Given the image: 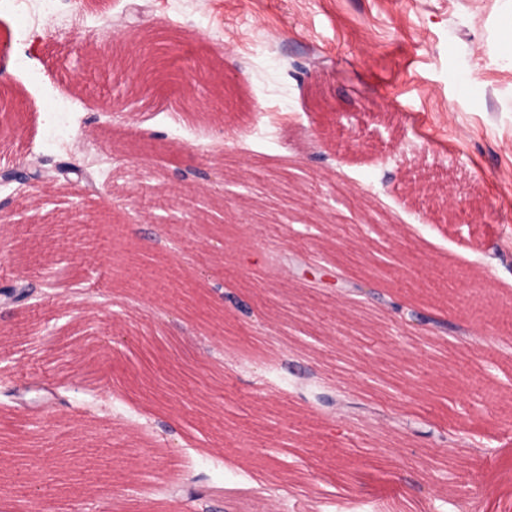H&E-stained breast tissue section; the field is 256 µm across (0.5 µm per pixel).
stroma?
I'll list each match as a JSON object with an SVG mask.
<instances>
[{"mask_svg": "<svg viewBox=\"0 0 512 512\" xmlns=\"http://www.w3.org/2000/svg\"><path fill=\"white\" fill-rule=\"evenodd\" d=\"M52 0L24 12L0 0V94L16 110L0 167L82 158L85 178L0 187V284L58 280L56 295L0 319V512H196L178 495L206 474L212 512H512V373L482 354L453 302L485 290L512 305V26L507 0ZM177 30L181 67L198 56L199 112L170 120V81L134 96L131 75L91 60L105 32ZM223 84L222 99L210 88ZM272 113L277 145L234 149L228 126ZM213 175L208 196L178 169ZM222 206L220 232L171 223L182 207ZM129 224L149 249L182 251L178 280L156 295L143 270L114 273L104 222ZM263 227V243L246 228ZM354 257L372 273L361 322L344 333L334 286L306 290L303 260L331 275ZM247 269L239 286L228 268ZM224 283L238 306L219 308ZM449 321L430 340L398 324L388 301ZM291 320L278 345L329 385L375 400L395 387L385 423L305 403L297 375L242 362L270 309ZM154 365L187 371L155 402L140 383ZM294 486L273 501L268 488Z\"/></svg>", "mask_w": 512, "mask_h": 512, "instance_id": "1", "label": "stroma"}]
</instances>
